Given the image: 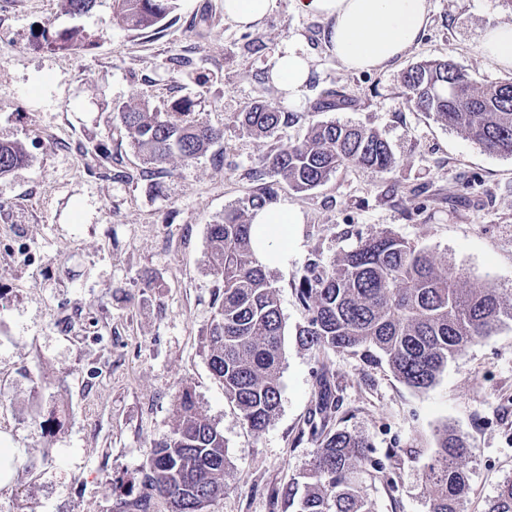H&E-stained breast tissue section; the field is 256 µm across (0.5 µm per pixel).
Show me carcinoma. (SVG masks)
Returning a JSON list of instances; mask_svg holds the SVG:
<instances>
[{
  "label": "carcinoma",
  "instance_id": "1",
  "mask_svg": "<svg viewBox=\"0 0 512 512\" xmlns=\"http://www.w3.org/2000/svg\"><path fill=\"white\" fill-rule=\"evenodd\" d=\"M177 0H112L113 18L132 31H148L176 9ZM50 50H75L88 36L43 30ZM406 102L484 150L512 157V79L478 86L452 59L424 60L401 75ZM348 102L329 90L317 112ZM115 119L146 165L164 168L173 158L190 162L224 137V130L196 119L194 101L183 98L160 109L119 104ZM285 113L258 102L235 122L261 138L281 125ZM28 155L18 142H0V175L23 166ZM261 170L298 193L323 185L339 168L358 166L384 173L395 165L389 143L373 129L338 121L311 124L298 142L280 144L259 160ZM265 186L224 213L208 229V263L222 283V297L208 329V364L244 424L263 432L281 398L285 323L276 288L254 254L251 219L273 202ZM297 293L307 313L299 342L317 352L342 351L386 363L409 388L424 392L470 346L512 321V297L496 288H477L468 273L437 254L388 231L378 232L326 267L318 259L301 270ZM336 397L326 388L311 426L317 450L301 479L280 492L288 512H375L362 481L382 462L370 456L368 436L329 427ZM177 424L156 441L142 465L143 481L164 497L170 512H206L224 495L228 458L224 434L203 414L189 389L176 396ZM422 473L428 512H465L475 448L467 435L445 423ZM151 498L117 503L118 512H149ZM483 512H512V477L498 485Z\"/></svg>",
  "mask_w": 512,
  "mask_h": 512
}]
</instances>
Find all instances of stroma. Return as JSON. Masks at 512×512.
<instances>
[{
  "label": "stroma",
  "mask_w": 512,
  "mask_h": 512,
  "mask_svg": "<svg viewBox=\"0 0 512 512\" xmlns=\"http://www.w3.org/2000/svg\"><path fill=\"white\" fill-rule=\"evenodd\" d=\"M429 3L420 42L372 72L345 69L326 45L327 21L296 12L292 0H278L250 31L225 19L224 0H179L149 33L124 28L105 6L71 14L62 0H19L0 18V141L29 156L0 177V240L22 235L35 259L0 255V448L20 451L5 492L15 512H111L117 500L150 495L139 471L151 443L175 427V396L186 386L224 433L226 489L210 512H282L272 492L310 464L316 444L301 432L323 378L339 400L338 428L369 435L377 454L401 451L366 479L376 512H426L422 469L445 422L475 448L467 512H482L512 476V322L423 393L387 365L316 353L296 336L307 322L297 270L316 255L330 264L382 230L448 254L474 285L512 291V157L409 107L400 85L410 65L443 57L481 86L512 78L479 50L484 30L512 21V9L503 0ZM41 27L90 34L92 45L36 48ZM291 43L311 59L297 106L268 79ZM179 56L208 83L173 71ZM327 89L349 104L314 111ZM181 98L224 137L192 162L147 171L113 109ZM257 100L287 114L263 138L235 124ZM330 120L376 130L396 164L385 174L341 168L309 194L277 184L278 202L304 222L285 266L267 270L285 321L284 360L279 409L257 434L208 365L221 286L206 262L208 227L262 187L259 157Z\"/></svg>",
  "instance_id": "35a3bbf8"
}]
</instances>
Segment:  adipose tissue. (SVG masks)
Listing matches in <instances>:
<instances>
[{
  "label": "adipose tissue",
  "mask_w": 512,
  "mask_h": 512,
  "mask_svg": "<svg viewBox=\"0 0 512 512\" xmlns=\"http://www.w3.org/2000/svg\"><path fill=\"white\" fill-rule=\"evenodd\" d=\"M297 11L323 17L330 48L337 61L353 71L388 67L417 45L427 22L428 0H293ZM310 75L309 58L296 46L279 51L270 79L283 98L296 101ZM300 210L271 203L252 218L256 258L260 264H282L297 237L293 225L302 223Z\"/></svg>",
  "instance_id": "obj_1"
}]
</instances>
